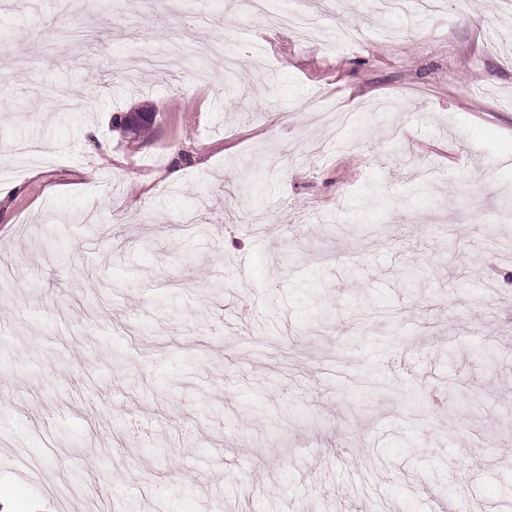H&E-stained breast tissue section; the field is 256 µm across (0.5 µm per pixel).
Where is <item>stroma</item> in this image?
<instances>
[{
	"label": "stroma",
	"mask_w": 512,
	"mask_h": 512,
	"mask_svg": "<svg viewBox=\"0 0 512 512\" xmlns=\"http://www.w3.org/2000/svg\"><path fill=\"white\" fill-rule=\"evenodd\" d=\"M334 2L0 0V512H512V11ZM305 6L300 9H292V8H282L281 13V21L286 25L293 26L295 33L300 38H309L312 37L315 32L309 25V22L306 18L307 8H311V5L315 6L318 9H321L328 1H303Z\"/></svg>",
	"instance_id": "obj_1"
}]
</instances>
